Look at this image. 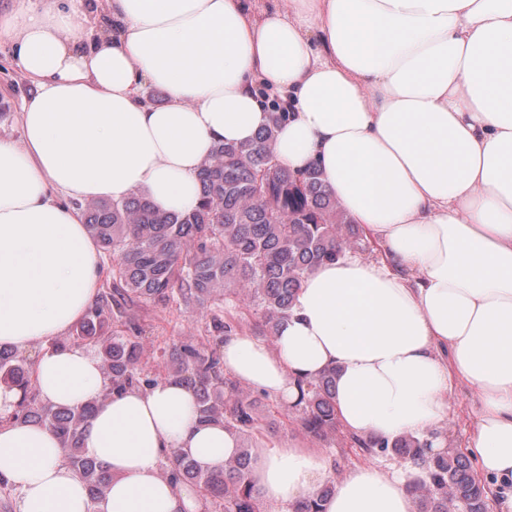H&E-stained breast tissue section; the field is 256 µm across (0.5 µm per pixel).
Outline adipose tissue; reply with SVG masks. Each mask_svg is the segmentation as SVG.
Listing matches in <instances>:
<instances>
[{
	"mask_svg": "<svg viewBox=\"0 0 512 512\" xmlns=\"http://www.w3.org/2000/svg\"><path fill=\"white\" fill-rule=\"evenodd\" d=\"M35 87L22 140L0 139V344L40 347V398L98 399L84 437L112 484L91 501L45 427L11 420L0 385V476L15 512H200L198 489L162 474L181 454L220 470L238 434L199 422L186 385L108 393L97 353L50 348L100 286L102 252L79 201L138 194L193 209L215 145L250 143L269 86L288 119L274 153L317 168L375 260L318 266L271 339L227 337L224 369L294 404L298 384L336 372V412L365 439L431 436L456 384L476 394L466 455L512 512V0H0V40ZM165 91L157 106L145 87ZM249 479L278 512L334 491L325 512H416L419 470L376 465L333 478L300 444L251 452Z\"/></svg>",
	"mask_w": 512,
	"mask_h": 512,
	"instance_id": "obj_1",
	"label": "adipose tissue"
}]
</instances>
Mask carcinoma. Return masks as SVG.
<instances>
[{"mask_svg": "<svg viewBox=\"0 0 512 512\" xmlns=\"http://www.w3.org/2000/svg\"><path fill=\"white\" fill-rule=\"evenodd\" d=\"M287 113H270V122L249 145L218 144L201 164L198 205L189 212L167 213L150 201L131 196L85 206L88 232L112 253V277L123 285L113 303L91 308L70 341L97 348L111 390L149 385L138 369L139 343L112 333V318L125 314L122 298L204 306L215 295H228L247 307H261L268 333L288 318L296 293L319 265L367 248L363 232L327 192L316 169L294 172L274 155V140ZM168 377L189 387L200 421L222 423L239 437L258 432L254 401L234 392L224 377L222 352L186 344L171 355ZM0 381L21 392L12 419L51 431L96 501L112 482V472L83 448L86 428L98 400L79 408L42 403L31 372L17 350L0 345ZM297 406L307 436L326 440L340 426L336 415V380L331 371L299 384ZM359 448L392 451L427 470L428 480L410 491L419 512H487L483 484L464 456L450 448L429 453L431 442L413 436L390 441L356 437ZM250 449L243 448L222 471H204L186 456L174 460L171 476L198 487L212 512H261L248 480ZM325 485L295 512H320L331 494Z\"/></svg>", "mask_w": 512, "mask_h": 512, "instance_id": "obj_1", "label": "carcinoma"}]
</instances>
